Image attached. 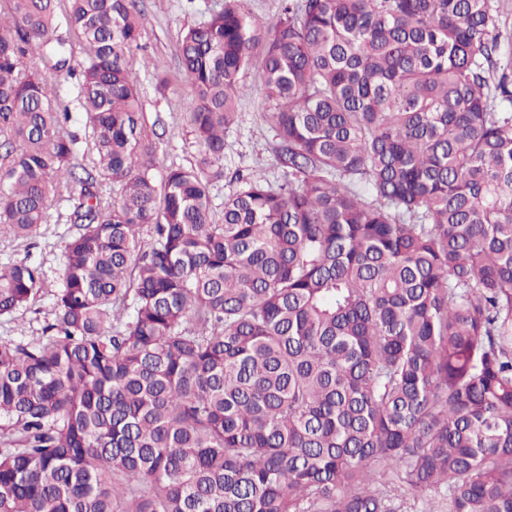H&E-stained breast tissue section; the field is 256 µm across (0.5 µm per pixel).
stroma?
I'll use <instances>...</instances> for the list:
<instances>
[{
    "mask_svg": "<svg viewBox=\"0 0 512 512\" xmlns=\"http://www.w3.org/2000/svg\"><path fill=\"white\" fill-rule=\"evenodd\" d=\"M223 0H140V23L144 38L135 53L138 87L148 124L161 135L156 160V175H163L169 166L191 167L200 160V152L184 117L186 86L179 67V41L184 32ZM165 72L171 85L166 93H158L151 79L152 71ZM238 122L224 134V157L218 166L223 175L215 180L211 195L215 209H222L224 198L234 184L232 177L239 171L264 174L276 179L279 171L270 144L273 132L264 114L268 105L255 72L245 74L236 93ZM71 203L68 194L53 198L47 224L36 237L16 240L0 236V265L25 260L41 267L47 282L38 298L26 308L0 316V341H31L38 339L51 309V292L58 288L63 268L65 248L75 229L69 222Z\"/></svg>",
    "mask_w": 512,
    "mask_h": 512,
    "instance_id": "obj_1",
    "label": "stroma"
}]
</instances>
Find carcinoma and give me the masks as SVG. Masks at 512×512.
I'll list each match as a JSON object with an SVG mask.
<instances>
[{
    "label": "carcinoma",
    "instance_id": "obj_1",
    "mask_svg": "<svg viewBox=\"0 0 512 512\" xmlns=\"http://www.w3.org/2000/svg\"><path fill=\"white\" fill-rule=\"evenodd\" d=\"M0 13V233L75 192L51 319L0 342V512H512V65L494 0H244L188 28L201 158L154 169L137 0ZM84 58L75 101L44 67ZM261 79L280 169L212 166ZM112 184V195L103 192ZM41 268L0 267V316ZM251 15L264 23L274 22L281 12L282 0H244ZM77 113L78 112H72V119L65 125V128L67 131L76 132L79 135L80 152L78 155V163L90 169L94 165L95 151L93 149L92 140L88 137V133L85 132Z\"/></svg>",
    "mask_w": 512,
    "mask_h": 512
}]
</instances>
